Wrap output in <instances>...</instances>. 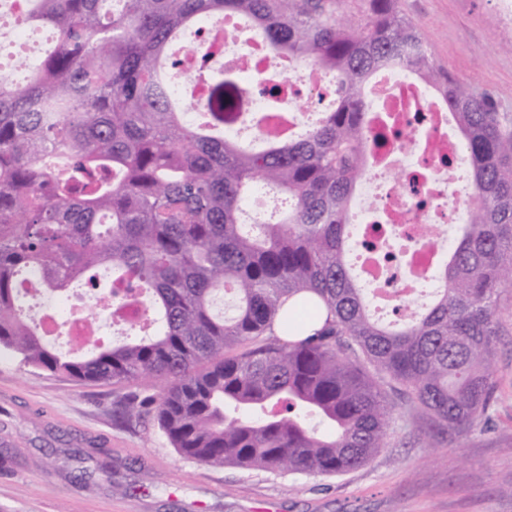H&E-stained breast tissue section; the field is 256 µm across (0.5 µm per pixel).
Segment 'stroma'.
Here are the masks:
<instances>
[{"mask_svg":"<svg viewBox=\"0 0 512 512\" xmlns=\"http://www.w3.org/2000/svg\"><path fill=\"white\" fill-rule=\"evenodd\" d=\"M436 60L512 113V37L490 0H399ZM495 393L471 428L424 445L392 394L393 431L365 465L333 477L279 475L180 456L157 426L113 406L138 384L94 386L0 353V512H512V300L503 299Z\"/></svg>","mask_w":512,"mask_h":512,"instance_id":"35a3bbf8","label":"stroma"}]
</instances>
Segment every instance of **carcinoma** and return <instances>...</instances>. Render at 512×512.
<instances>
[{
	"label": "carcinoma",
	"instance_id": "carcinoma-1",
	"mask_svg": "<svg viewBox=\"0 0 512 512\" xmlns=\"http://www.w3.org/2000/svg\"><path fill=\"white\" fill-rule=\"evenodd\" d=\"M367 2L342 22L337 0H32L23 22L60 39L25 83L0 78V350L89 385L163 381L113 414L153 420L202 464L356 469L386 445L391 382L427 438L472 426L493 399L498 311L512 291V113L448 76L398 0ZM226 15L333 74L335 109L253 148L225 134L232 78L212 75L201 107L176 93L172 44ZM390 68L443 92L476 203L438 270L443 287L384 319L349 262L350 202L367 173L364 90ZM260 189L286 209L249 223ZM101 271L116 322L140 335L64 355L45 313L21 304L22 283L63 293L96 287ZM225 293L229 319L215 310Z\"/></svg>",
	"mask_w": 512,
	"mask_h": 512
}]
</instances>
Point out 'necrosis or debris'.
Masks as SVG:
<instances>
[{
	"label": "necrosis or debris",
	"instance_id": "4bbe7bcc",
	"mask_svg": "<svg viewBox=\"0 0 512 512\" xmlns=\"http://www.w3.org/2000/svg\"><path fill=\"white\" fill-rule=\"evenodd\" d=\"M237 18L201 25L186 53L208 57L214 68L241 74L242 106L261 127L282 135L305 125L300 102L324 101L335 84L324 72L270 52L260 36H234ZM371 133L368 174L357 186L353 222L363 241L364 277L383 309L415 300L437 287L434 268L446 246L448 225L466 223L467 197L449 195L448 170L465 158L458 137L448 132V106L438 89L415 73L391 69L371 84L365 100ZM52 321H65L70 336L85 341L112 315L108 300L89 299L83 309L46 301Z\"/></svg>",
	"mask_w": 512,
	"mask_h": 512
}]
</instances>
